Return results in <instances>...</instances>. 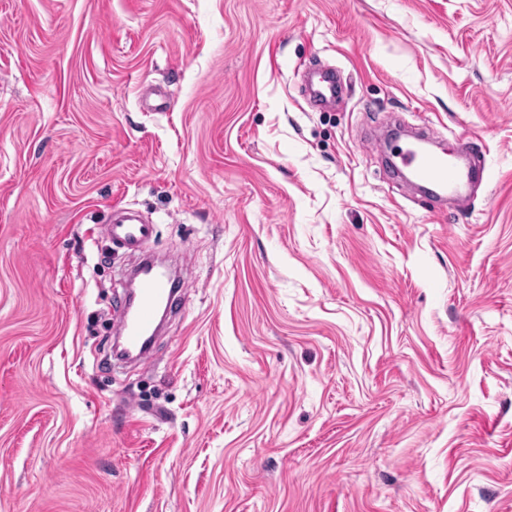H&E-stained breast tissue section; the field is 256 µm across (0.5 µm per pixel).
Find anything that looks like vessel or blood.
I'll return each instance as SVG.
<instances>
[{
	"instance_id": "1",
	"label": "vessel or blood",
	"mask_w": 512,
	"mask_h": 512,
	"mask_svg": "<svg viewBox=\"0 0 512 512\" xmlns=\"http://www.w3.org/2000/svg\"><path fill=\"white\" fill-rule=\"evenodd\" d=\"M397 162L418 184L430 189L434 198L455 201L461 209L468 205L469 189L490 179L485 167L472 164L462 167L447 155L426 151L415 144L400 149ZM108 230L114 243L143 253L135 273L133 303L119 310L116 332L125 360L145 361L152 352L149 339L159 331V309L175 305L176 291L166 273L159 271L153 254L146 250L153 236V225L128 218L112 221Z\"/></svg>"
}]
</instances>
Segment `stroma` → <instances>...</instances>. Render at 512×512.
I'll list each match as a JSON object with an SVG mask.
<instances>
[{
    "label": "stroma",
    "mask_w": 512,
    "mask_h": 512,
    "mask_svg": "<svg viewBox=\"0 0 512 512\" xmlns=\"http://www.w3.org/2000/svg\"><path fill=\"white\" fill-rule=\"evenodd\" d=\"M117 205L184 278L145 366ZM0 512H512V0H0ZM400 167L406 170L421 186L430 189L431 195L441 202L454 200L451 209H465L468 206V190L490 181V174L484 166L469 163L461 167L446 154L426 151L416 144L401 148L396 156Z\"/></svg>",
    "instance_id": "35a3bbf8"
}]
</instances>
